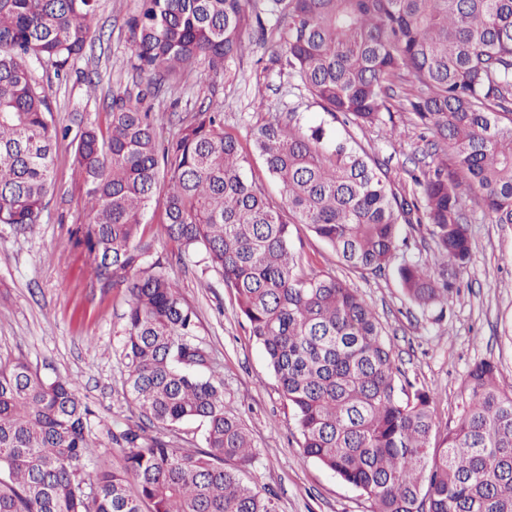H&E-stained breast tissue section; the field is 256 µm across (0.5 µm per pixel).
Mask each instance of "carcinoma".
I'll use <instances>...</instances> for the list:
<instances>
[{"label":"carcinoma","instance_id":"carcinoma-1","mask_svg":"<svg viewBox=\"0 0 512 512\" xmlns=\"http://www.w3.org/2000/svg\"><path fill=\"white\" fill-rule=\"evenodd\" d=\"M249 0H137L127 27L133 67L157 96L204 63L228 75L252 25L332 119L385 124L393 86L411 83L407 111L451 162L397 195L388 168L296 113L251 132L265 174L224 131L220 103H202L159 137L140 100L112 98L106 129L72 140V177L87 219L70 240L100 293L126 303L127 395L139 421L111 434L124 464L87 471L93 411L67 379L0 360V512H278L245 480L257 453L224 404V378L199 337L198 316L172 275L202 251L232 291L250 336L293 410L304 457L361 492L368 512H512V388L485 360L467 374L462 412L436 435L434 396L400 379L391 344L357 289L307 266L291 243L301 225L345 269L381 274L427 224L433 259L395 267L405 296L443 318L470 262L463 209L512 224V0H270L275 23ZM98 0H0V224L40 222L56 184L51 87L101 41ZM158 210L145 221L150 209ZM171 245L160 256L155 243ZM204 426L205 448L167 432Z\"/></svg>","mask_w":512,"mask_h":512}]
</instances>
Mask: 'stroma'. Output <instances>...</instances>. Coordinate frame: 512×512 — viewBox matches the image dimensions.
I'll return each instance as SVG.
<instances>
[{
	"mask_svg": "<svg viewBox=\"0 0 512 512\" xmlns=\"http://www.w3.org/2000/svg\"><path fill=\"white\" fill-rule=\"evenodd\" d=\"M135 9L136 0H99L102 51L72 62L61 79L50 65L34 66L35 78L53 87L58 125L74 129L82 121L104 122L113 95L127 92L144 95L165 137L174 130L173 114H187L212 99L224 106L225 129L236 132L247 149L254 126L291 112L303 123L340 129V122L298 87L285 58L255 40L237 62L232 80L201 65L172 94L150 96L147 78L131 66L127 20ZM392 118L399 137H389L381 125L355 128L351 134L387 162L397 194L409 196L414 191L411 170L427 165L431 157L411 115L399 111ZM54 155L57 183L40 224L24 234L0 224V357H20L42 376L74 381L94 412L90 434L103 443L91 465L116 466L122 453L106 445L107 435L139 416L124 393L125 303L95 288L83 256L69 239L73 225L85 222L86 211L72 180L69 140H59ZM466 216L471 260L440 322L405 300L393 271L363 276L337 269L326 244L303 229L293 236L294 247L312 266L338 270L375 309L398 368L436 395L441 427L458 419L464 382L475 363L494 361L501 385L512 387V224L487 223L471 205ZM173 273L224 377L227 406L254 440L257 463L247 480L271 490L279 512H367L359 492L303 457L291 408L222 277L195 259L174 266Z\"/></svg>",
	"mask_w": 512,
	"mask_h": 512,
	"instance_id": "obj_1",
	"label": "stroma"
}]
</instances>
